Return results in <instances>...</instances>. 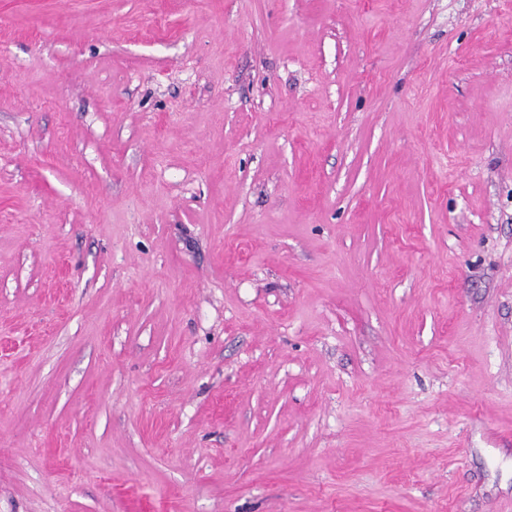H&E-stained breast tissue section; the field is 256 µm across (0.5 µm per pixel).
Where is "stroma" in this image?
Masks as SVG:
<instances>
[{"mask_svg":"<svg viewBox=\"0 0 512 512\" xmlns=\"http://www.w3.org/2000/svg\"><path fill=\"white\" fill-rule=\"evenodd\" d=\"M0 512H512V0H0Z\"/></svg>","mask_w":512,"mask_h":512,"instance_id":"1","label":"stroma"}]
</instances>
